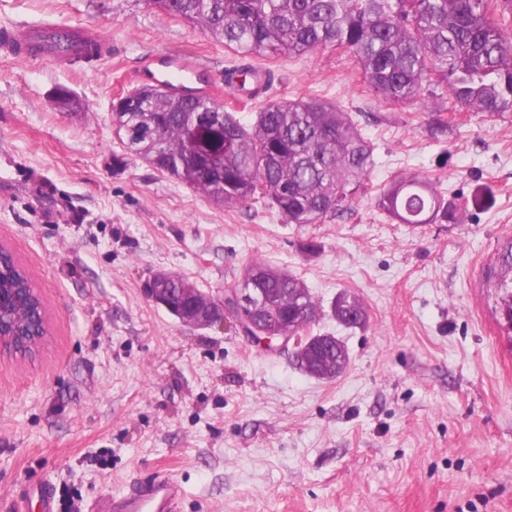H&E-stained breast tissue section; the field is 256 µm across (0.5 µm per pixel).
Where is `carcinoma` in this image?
Here are the masks:
<instances>
[{
	"label": "carcinoma",
	"instance_id": "carcinoma-1",
	"mask_svg": "<svg viewBox=\"0 0 512 512\" xmlns=\"http://www.w3.org/2000/svg\"><path fill=\"white\" fill-rule=\"evenodd\" d=\"M166 14L206 29L243 59L272 60L334 47L358 62L369 87L393 105L420 99L433 112L453 104L491 116L512 112V37L493 18L492 0H148ZM238 91L257 97L271 69L251 64L228 71ZM213 101L190 105L161 95L139 109L112 113L126 153L204 194L218 206L263 201L285 224H319L353 210L366 191L374 146L351 113L317 98L267 103L250 123L224 111L219 134L200 131ZM378 209L399 224H454L457 205L435 181L417 173L394 177L375 195ZM0 277L18 289L14 306L41 299L13 257ZM245 286L285 302L288 332L306 337L295 365L331 380L349 363L344 343L307 334L315 315L304 282L262 259L250 262ZM501 329L512 334V236L486 273ZM333 318L346 328L366 323L356 299L341 297Z\"/></svg>",
	"mask_w": 512,
	"mask_h": 512
}]
</instances>
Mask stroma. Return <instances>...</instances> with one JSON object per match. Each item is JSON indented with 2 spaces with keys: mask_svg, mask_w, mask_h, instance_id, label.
I'll return each mask as SVG.
<instances>
[{
  "mask_svg": "<svg viewBox=\"0 0 512 512\" xmlns=\"http://www.w3.org/2000/svg\"><path fill=\"white\" fill-rule=\"evenodd\" d=\"M43 20L93 26L112 54L92 68L0 56V244L48 320L35 358L0 356V512L43 484L86 504L155 476L182 484L181 512H512V337L484 282L512 235V115L452 112L436 140L424 105L385 104L352 56L280 58L241 118L317 97L358 115L375 147L344 219L285 224L260 202L213 205L112 130L113 99L141 86L152 52L195 56L199 86L233 104L224 73L240 61L222 42L146 0H0V28ZM61 87L79 116L54 106ZM410 171L465 203L458 223L376 208ZM255 259L303 280L312 333L347 346L344 373L312 378L232 323L190 327L144 295L162 270L217 298ZM341 294L366 327L332 318Z\"/></svg>",
  "mask_w": 512,
  "mask_h": 512,
  "instance_id": "1",
  "label": "stroma"
}]
</instances>
